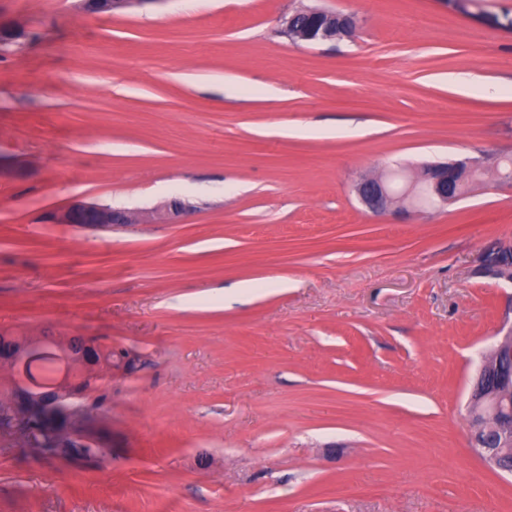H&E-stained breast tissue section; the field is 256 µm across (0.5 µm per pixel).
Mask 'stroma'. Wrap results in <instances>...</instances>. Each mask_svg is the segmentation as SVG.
I'll use <instances>...</instances> for the list:
<instances>
[{
	"instance_id": "obj_1",
	"label": "stroma",
	"mask_w": 512,
	"mask_h": 512,
	"mask_svg": "<svg viewBox=\"0 0 512 512\" xmlns=\"http://www.w3.org/2000/svg\"><path fill=\"white\" fill-rule=\"evenodd\" d=\"M356 17L311 44L284 16ZM512 0H0V332L88 336L87 468L0 426V512H512L466 404L512 310ZM480 159L447 208L368 213L355 181ZM81 198L193 209L82 229ZM485 273L504 282L512 283V244L502 247L498 257L486 268Z\"/></svg>"
}]
</instances>
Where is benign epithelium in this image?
I'll return each mask as SVG.
<instances>
[{
  "label": "benign epithelium",
  "instance_id": "obj_1",
  "mask_svg": "<svg viewBox=\"0 0 512 512\" xmlns=\"http://www.w3.org/2000/svg\"><path fill=\"white\" fill-rule=\"evenodd\" d=\"M285 33L289 37L307 42L332 40L336 15L328 14L315 23L295 22V17L284 20ZM456 182L448 164H434L419 172L414 180L396 193L388 180L364 178L356 186V194L362 205L372 214L382 216L394 213L400 217L410 215L415 207L413 198L422 196L437 198L443 204L453 203L458 195L453 193ZM188 205L174 201L163 210L151 212L155 220L167 221L185 211ZM139 219L136 212L115 210L108 206L75 199L67 205L46 212L44 220L50 224H71L83 227L110 228L119 224H133ZM504 282L512 283V244L505 245L496 260L486 270ZM10 345L0 349V368L15 371L27 359L51 346H59L68 362L65 375L50 386H34L20 379L13 382L15 413L22 426L37 421V453L62 462H78L80 458L65 452L62 441L76 445L98 443V438L85 430L69 416L74 400H84L96 387L105 365L102 355L106 350L94 339L70 336L58 339L44 336L38 340L17 339L1 335ZM468 425L488 426L494 438L477 449L485 466L497 473L512 476V325L486 357L474 379L468 399Z\"/></svg>",
  "mask_w": 512,
  "mask_h": 512
}]
</instances>
